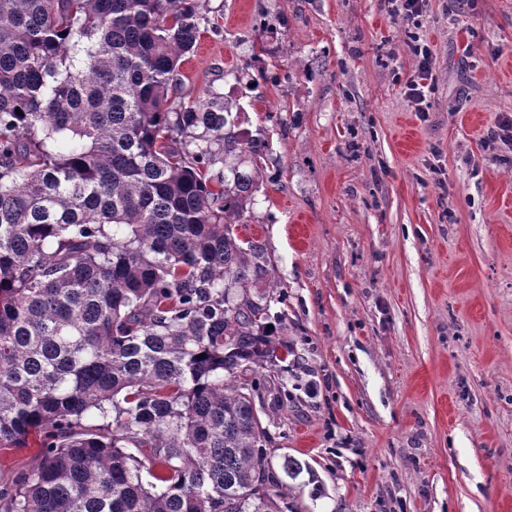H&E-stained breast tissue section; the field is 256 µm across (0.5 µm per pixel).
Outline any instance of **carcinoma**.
I'll use <instances>...</instances> for the list:
<instances>
[{
	"mask_svg": "<svg viewBox=\"0 0 512 512\" xmlns=\"http://www.w3.org/2000/svg\"><path fill=\"white\" fill-rule=\"evenodd\" d=\"M199 37L195 0H0V449L43 448L0 512H280L265 144L176 101Z\"/></svg>",
	"mask_w": 512,
	"mask_h": 512,
	"instance_id": "cac0c4a2",
	"label": "carcinoma"
}]
</instances>
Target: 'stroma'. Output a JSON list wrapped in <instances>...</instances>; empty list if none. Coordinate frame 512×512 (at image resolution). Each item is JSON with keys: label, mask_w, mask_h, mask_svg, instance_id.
<instances>
[{"label": "stroma", "mask_w": 512, "mask_h": 512, "mask_svg": "<svg viewBox=\"0 0 512 512\" xmlns=\"http://www.w3.org/2000/svg\"><path fill=\"white\" fill-rule=\"evenodd\" d=\"M196 0L185 101L266 155L260 244L292 352L259 391L281 512H512V0ZM433 50L428 117L404 95Z\"/></svg>", "instance_id": "35a3bbf8"}]
</instances>
